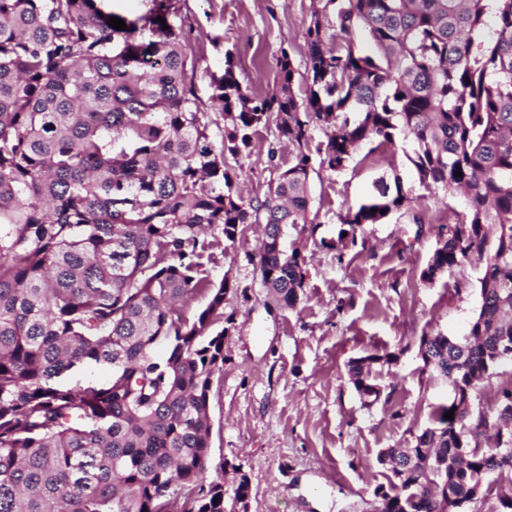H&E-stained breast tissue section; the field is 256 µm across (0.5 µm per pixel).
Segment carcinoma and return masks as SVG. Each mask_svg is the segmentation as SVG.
I'll return each mask as SVG.
<instances>
[{
  "instance_id": "obj_1",
  "label": "carcinoma",
  "mask_w": 512,
  "mask_h": 512,
  "mask_svg": "<svg viewBox=\"0 0 512 512\" xmlns=\"http://www.w3.org/2000/svg\"><path fill=\"white\" fill-rule=\"evenodd\" d=\"M303 31L304 97L287 50L276 88L237 77L234 54L211 74L220 141L196 94L198 58L173 0L118 30L103 0H0V512H234L224 464L209 466V400L224 369L230 282L202 276L206 237L236 242L246 224L280 237L260 253L263 287L299 300L305 257L282 225L306 231L311 124L325 128L319 166L345 168L355 146L411 139L420 183L462 190L467 213L442 226L422 278L477 256L481 306L461 339L425 333L423 369L460 388L461 404L406 448H385L389 490L378 512H512V428L472 406L512 361V0H326ZM163 18L164 23L157 22ZM365 33L364 53L353 39ZM293 147L288 167L245 202L235 164L259 127ZM461 176H455V173ZM410 202L399 179L339 217L356 238ZM206 303L190 311L196 296ZM372 354L349 364L357 391L379 399ZM93 365L112 378L71 382ZM454 411L451 419L445 413Z\"/></svg>"
}]
</instances>
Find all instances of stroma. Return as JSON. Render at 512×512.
Segmentation results:
<instances>
[{"instance_id":"obj_1","label":"stroma","mask_w":512,"mask_h":512,"mask_svg":"<svg viewBox=\"0 0 512 512\" xmlns=\"http://www.w3.org/2000/svg\"><path fill=\"white\" fill-rule=\"evenodd\" d=\"M187 44L200 62L194 86L209 99L211 74L222 73L232 50L241 83L269 92L275 59L288 51L298 71L307 66L303 31L319 0H174ZM274 127L254 136L240 159L244 199L262 197L276 167L292 157L281 145L276 166L267 151ZM412 142L396 137L355 148L343 170L310 174L309 216L314 232L285 228L306 259L295 307L277 305L261 283L258 248L263 225H246L236 242L209 235L202 262L211 281L229 279L224 299L228 331L224 371L210 395L209 458L224 464V496L239 477L250 486L248 512H377L374 491L392 473L378 461L385 448H403L449 405L451 388L424 371L422 333L461 337L480 307L484 264L470 259L434 281L421 272L448 220L463 216V194L425 187L410 161ZM399 178L410 199L380 224H365L355 240H339V218L356 208L380 178ZM390 353L372 381L390 401L365 405L348 372L350 361Z\"/></svg>"}]
</instances>
